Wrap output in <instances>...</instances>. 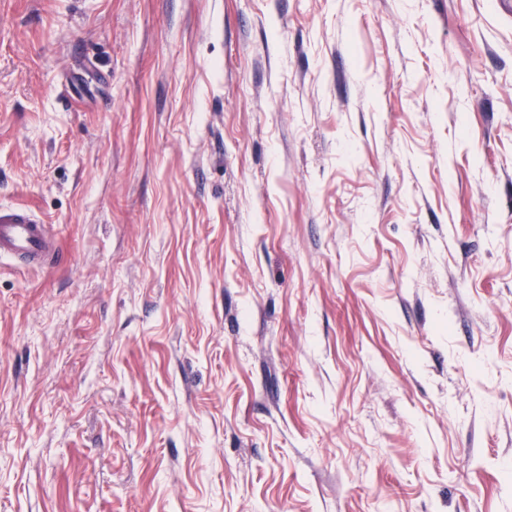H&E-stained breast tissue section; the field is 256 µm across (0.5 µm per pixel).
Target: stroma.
Returning a JSON list of instances; mask_svg holds the SVG:
<instances>
[{
    "label": "stroma",
    "instance_id": "1",
    "mask_svg": "<svg viewBox=\"0 0 512 512\" xmlns=\"http://www.w3.org/2000/svg\"><path fill=\"white\" fill-rule=\"evenodd\" d=\"M0 512H512V0H0ZM49 227L27 207L0 205V258L33 267L56 265L61 248Z\"/></svg>",
    "mask_w": 512,
    "mask_h": 512
}]
</instances>
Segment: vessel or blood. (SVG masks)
Returning <instances> with one entry per match:
<instances>
[{
	"mask_svg": "<svg viewBox=\"0 0 512 512\" xmlns=\"http://www.w3.org/2000/svg\"><path fill=\"white\" fill-rule=\"evenodd\" d=\"M60 247L48 224L31 209L0 205V258L33 267L56 265Z\"/></svg>",
	"mask_w": 512,
	"mask_h": 512,
	"instance_id": "1",
	"label": "vessel or blood"
}]
</instances>
